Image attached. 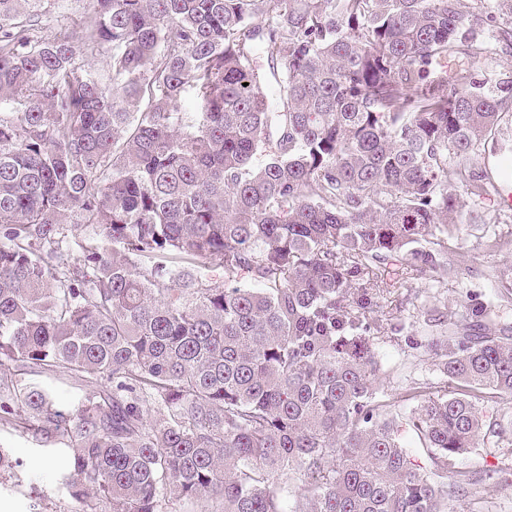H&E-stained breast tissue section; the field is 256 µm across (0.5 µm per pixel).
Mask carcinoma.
<instances>
[{
	"label": "carcinoma",
	"instance_id": "cac0c4a2",
	"mask_svg": "<svg viewBox=\"0 0 512 512\" xmlns=\"http://www.w3.org/2000/svg\"><path fill=\"white\" fill-rule=\"evenodd\" d=\"M55 2L0 0V427L68 450L67 512H448L492 479L457 461L502 437L484 402L512 398L495 306L468 300L476 329L427 311L441 330L407 344L440 361L434 388L381 391L376 344L386 266L460 278L468 199L500 195L475 157L512 149V69H442L496 60V15L89 0L47 38ZM258 46L284 76L275 104ZM57 373L81 381L67 406ZM401 437L411 462L417 465L416 468H419L422 473H429L433 469V463L427 448L422 447L416 435L411 431L406 430Z\"/></svg>",
	"mask_w": 512,
	"mask_h": 512
}]
</instances>
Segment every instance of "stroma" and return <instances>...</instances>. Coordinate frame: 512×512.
Instances as JSON below:
<instances>
[{
	"mask_svg": "<svg viewBox=\"0 0 512 512\" xmlns=\"http://www.w3.org/2000/svg\"><path fill=\"white\" fill-rule=\"evenodd\" d=\"M500 199L471 204L460 226L453 254L463 275L455 281L444 277H420L407 273L399 262L387 265L390 298L399 308L394 327L385 329L377 345L384 391L405 387L411 379L435 383L440 377L438 359L409 349L406 339L427 331L425 313L443 305L462 309L467 296L477 293L496 306V321L512 326V301L500 298L496 274L512 267V251L489 253L481 243L493 235L512 233V221L502 222ZM0 447L11 454L17 466L0 474V512H66L67 499L61 477L68 461L58 451L43 448L28 435L0 429ZM452 512H512V483L503 487L486 482L463 503H451Z\"/></svg>",
	"mask_w": 512,
	"mask_h": 512,
	"instance_id": "obj_1",
	"label": "stroma"
}]
</instances>
